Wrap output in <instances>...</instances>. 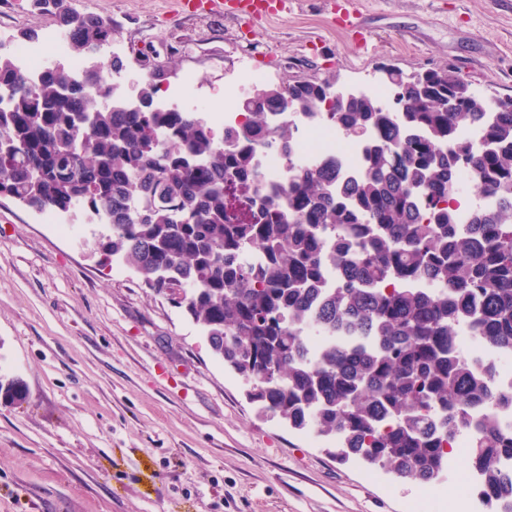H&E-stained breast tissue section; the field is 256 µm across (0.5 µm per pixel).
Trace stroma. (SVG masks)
I'll return each instance as SVG.
<instances>
[{
  "label": "stroma",
  "instance_id": "obj_1",
  "mask_svg": "<svg viewBox=\"0 0 512 512\" xmlns=\"http://www.w3.org/2000/svg\"><path fill=\"white\" fill-rule=\"evenodd\" d=\"M363 4L366 54L322 0L255 24L178 0H74L116 28L103 61L154 77L158 103L202 97L212 122L238 111L245 65L272 86L450 67L476 93L512 97V0ZM55 28L0 0V46ZM104 231L0 197V375L23 390L0 397V512H412L419 484L261 414L184 309L120 261L101 265ZM466 456L435 485L434 512H485L461 485Z\"/></svg>",
  "mask_w": 512,
  "mask_h": 512
}]
</instances>
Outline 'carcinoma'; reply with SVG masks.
Here are the masks:
<instances>
[{"label": "carcinoma", "mask_w": 512, "mask_h": 512, "mask_svg": "<svg viewBox=\"0 0 512 512\" xmlns=\"http://www.w3.org/2000/svg\"><path fill=\"white\" fill-rule=\"evenodd\" d=\"M51 16L70 57L90 60L116 33L71 0H28ZM104 63L81 74L55 61L38 76L0 51V196L40 213L102 224L117 259L200 326L216 359L253 384L260 411L336 443V456L430 486L448 478L456 436L488 512H512V433L492 408L491 367L456 349L467 329L512 351V105L492 116L451 69L407 84L392 108L375 95L327 111L336 80L257 89L245 120L217 133L200 113L109 95ZM457 102L448 111V99ZM319 112L362 141V167L339 184L336 160L288 159L263 180L256 148L289 153L288 124L268 113ZM476 127L489 148L458 136ZM467 168L496 206L461 223L455 174ZM343 279L329 284L328 265ZM421 282L423 288L415 287ZM328 338L318 356L306 341Z\"/></svg>", "instance_id": "carcinoma-1"}]
</instances>
